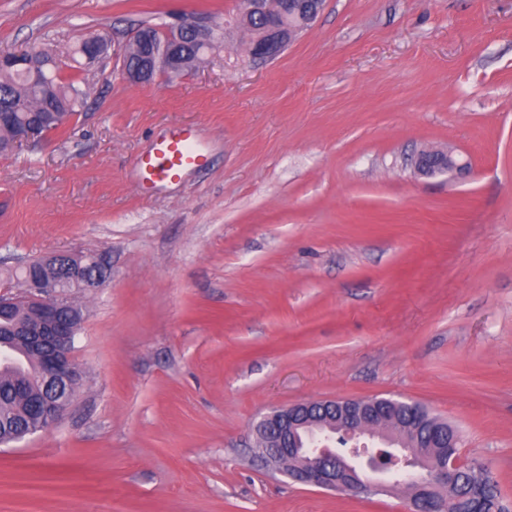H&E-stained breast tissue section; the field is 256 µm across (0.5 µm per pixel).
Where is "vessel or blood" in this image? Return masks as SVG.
Here are the masks:
<instances>
[{
	"instance_id": "1",
	"label": "vessel or blood",
	"mask_w": 512,
	"mask_h": 512,
	"mask_svg": "<svg viewBox=\"0 0 512 512\" xmlns=\"http://www.w3.org/2000/svg\"><path fill=\"white\" fill-rule=\"evenodd\" d=\"M208 153L194 128L182 127L159 137L137 164L140 188L181 180L191 171L204 167Z\"/></svg>"
}]
</instances>
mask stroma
<instances>
[{"instance_id":"stroma-1","label":"stroma","mask_w":512,"mask_h":512,"mask_svg":"<svg viewBox=\"0 0 512 512\" xmlns=\"http://www.w3.org/2000/svg\"><path fill=\"white\" fill-rule=\"evenodd\" d=\"M242 0H0V49L73 60L171 14L221 46L147 84L74 62L58 130L0 155V294L23 262L107 255L51 429L0 445V512H411L254 458L309 399L414 401L512 506V0H325L270 60ZM193 126L208 164L150 192L136 161ZM462 174L422 178L421 151ZM468 167V163L461 162L451 150L422 151L415 164L417 173L425 177L453 171L461 172L467 170Z\"/></svg>"}]
</instances>
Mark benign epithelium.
<instances>
[{
  "mask_svg": "<svg viewBox=\"0 0 512 512\" xmlns=\"http://www.w3.org/2000/svg\"><path fill=\"white\" fill-rule=\"evenodd\" d=\"M324 0H247L245 14L279 11V19L270 24L262 34L251 42L250 53L259 59L276 56L300 31L307 28L323 7ZM164 38V43L154 47L147 60L135 67H123L127 78L136 83H148L161 70L170 73L182 71L180 55L186 49L184 37L190 36L199 43L212 44V35L203 21L185 17L174 26H158L152 30L142 27L138 38L154 40V34ZM108 43L103 39H90L84 52L88 62H94L105 55ZM40 138L32 125L13 128L11 146ZM419 175L432 177L441 173L461 172L468 169V163L460 161L451 150H428L419 154L416 164ZM73 257L56 254L44 259L42 267L29 270L35 279L29 281L32 294L28 299L34 303L29 319L20 323L28 348L39 354L42 391L34 401V411L40 423L56 424L71 405L69 386L79 373L71 357L74 343L73 322L62 312H72V304L57 297L56 283L59 270L72 263ZM110 262L97 257L90 266H78L73 275L83 282V287L95 290L105 283ZM325 415L330 425L341 422V436L336 430L318 425L319 416ZM389 420L385 410L370 399H321L307 400L287 407L274 408L255 425L256 433L266 438L261 449L262 464L271 469L292 459L295 467L291 477L308 486L327 491H344L355 494L370 489L386 492L394 484L382 478L375 486H368L363 480V470L357 459L366 456V464L373 472L382 475L393 467L394 462L376 453L367 454V449L358 446V440L380 437L388 433ZM460 463L453 458L448 464L432 468L427 479L412 487L411 504L414 512H443L442 497L451 493L456 486Z\"/></svg>",
  "mask_w": 512,
  "mask_h": 512,
  "instance_id": "1",
  "label": "benign epithelium"
}]
</instances>
